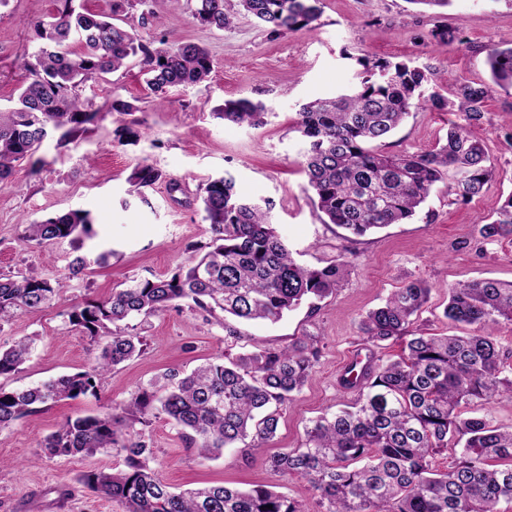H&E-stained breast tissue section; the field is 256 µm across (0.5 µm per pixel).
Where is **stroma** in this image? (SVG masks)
<instances>
[{
  "label": "stroma",
  "mask_w": 512,
  "mask_h": 512,
  "mask_svg": "<svg viewBox=\"0 0 512 512\" xmlns=\"http://www.w3.org/2000/svg\"><path fill=\"white\" fill-rule=\"evenodd\" d=\"M194 8L195 0H147L149 23L138 34L154 43L205 47L213 63L206 81L171 89L160 106L137 61L88 79L80 94L98 110L97 123L66 144L58 133H50L37 152L39 170L23 161L0 187V275L31 272L64 283L50 305L19 312L0 325V345L20 337L33 340L29 359L18 372L1 378L0 385L25 389L91 368L100 346L71 327V308L107 298L135 280L171 276L186 265L192 246L213 237L200 195L208 181L224 173L233 174L240 193L273 201L271 221L301 262L324 265L346 246L356 256L342 286L319 302L317 311L304 304L275 323L240 325V338L231 347L224 342L223 313L205 312L188 302L129 320V327L146 337L147 347L104 374L96 394L40 407L0 429V512H123L121 505L78 481L89 471L121 468V457L106 452L45 456V439L65 419L125 404L166 370L187 372L224 353L285 345L306 333L319 336L320 360L303 389L284 406L265 450L244 459L232 448L219 458L202 459L163 416L142 432L156 452V469L172 487L272 484L288 497L314 504L306 481L273 476L266 457L296 447L311 420L354 400L339 379L353 355L365 348L358 330L361 317L417 280L432 288L420 324L432 333L461 335L466 326L443 317L449 288L485 278L512 284V240L483 243L477 233L512 194V147L504 140L512 132V90L494 92L484 119L472 126L460 112L412 111L383 146L391 154L431 150L450 124L469 126L495 170L479 196L452 204L441 191H432L408 223L350 244L342 229L319 218L302 170L303 145L294 130L302 104L336 96L357 83L362 58L430 68L444 78L440 91L446 95L460 85L488 81V48L512 44V0H451L439 14L408 0H322L321 16L311 27L277 36L245 14L228 28L201 25ZM55 10V0L0 5V109L12 106L17 97L18 58L34 55L42 44L34 22ZM439 25L461 28L464 43L447 49L428 43L429 32ZM116 97L133 103L134 112L113 111ZM238 98L266 104L259 125L218 118L225 100ZM124 123L139 130L136 142L115 141L113 131ZM140 163L162 171L163 181L136 191L128 177ZM172 179L182 185L181 193L170 194ZM77 209L88 212L94 231L81 249L66 240L22 245L25 225ZM102 253L107 260L100 264L96 258ZM78 254L89 265L73 278L68 263Z\"/></svg>",
  "instance_id": "1"
}]
</instances>
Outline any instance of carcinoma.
<instances>
[{
	"instance_id": "obj_1",
	"label": "carcinoma",
	"mask_w": 512,
	"mask_h": 512,
	"mask_svg": "<svg viewBox=\"0 0 512 512\" xmlns=\"http://www.w3.org/2000/svg\"><path fill=\"white\" fill-rule=\"evenodd\" d=\"M56 13L35 24L44 40L34 60L23 59L24 79L17 107L0 111V184L15 163L32 158L51 128L69 141L96 121L92 102L81 99V85L112 73L137 58L151 94L163 101L173 88L196 85L212 72L208 50L191 42L154 47L135 27L112 22L145 0H112L110 13H96L75 0H56ZM195 18L224 28L231 24L226 0H195ZM237 6L272 35L310 27L321 15L320 0H237ZM430 38L440 47L462 42L461 31L439 26ZM360 85L332 98L302 105L295 131L303 145V170L320 219L363 237L391 224H404L431 191L447 186L457 202L481 193L493 176L484 145L453 124L442 143L429 151L389 154L380 150L411 111L430 108L461 112L469 124L485 115V103L498 89H512V46L491 47L486 66L490 82L460 86L453 97L424 95L434 72L403 61L359 60ZM261 101L224 102L220 118L234 124L260 121ZM163 173L140 164L128 181L154 185ZM214 237L206 251L169 278L135 281L103 300H87L68 313L69 323L92 339L107 336L96 365L38 386H0V429L37 411L38 406L95 393L103 373L143 351V337L121 323L155 315L176 301L224 312V340L236 341L237 324L279 321L285 313L322 300L339 288L349 263L345 254L322 267L296 261L269 220L272 202L241 195L227 173L209 181L201 195ZM89 214L79 210L29 224L26 243L79 242L91 235ZM486 243L512 237V194L481 225ZM61 283L38 275L0 276V324L20 310L49 304ZM431 288L410 281L382 305L361 317L363 339L376 346H401L396 358L369 359L341 378L357 392L350 405L312 421L295 448L267 458L276 476L308 482L320 512H500L512 503V426L492 423L478 411L512 393V365L500 337L512 325V285L483 279L448 291L444 317L470 328L464 336L428 333L418 324ZM319 337L305 334L283 346H256L234 357L221 355L180 376L163 373L126 404L96 415L66 419L43 448L49 457L85 456L112 450L123 468L87 472L79 481L90 491L120 503L124 512H309L304 503L272 485L239 489L213 485L173 491L152 466L155 451L137 424L165 415L195 452L205 458L250 439L253 451L275 436L281 407L304 387L320 357ZM32 342L0 346V377L20 369ZM458 448L445 472L432 466L437 452Z\"/></svg>"
}]
</instances>
